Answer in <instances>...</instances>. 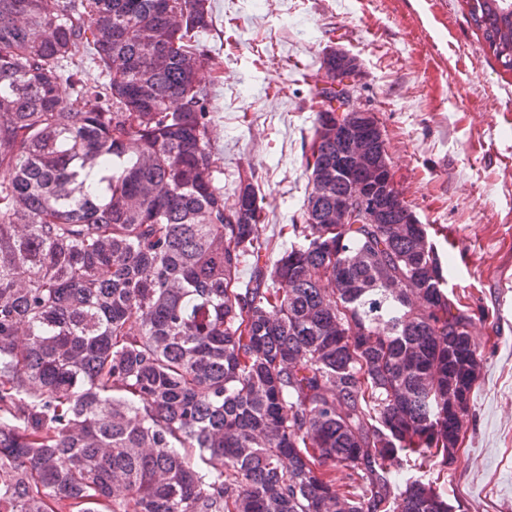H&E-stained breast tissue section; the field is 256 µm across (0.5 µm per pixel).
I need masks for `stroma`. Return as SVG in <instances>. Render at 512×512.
Instances as JSON below:
<instances>
[{"label":"stroma","mask_w":512,"mask_h":512,"mask_svg":"<svg viewBox=\"0 0 512 512\" xmlns=\"http://www.w3.org/2000/svg\"><path fill=\"white\" fill-rule=\"evenodd\" d=\"M200 37L215 182L262 198L270 258L306 196L305 153L326 53L359 63L356 109L374 113L394 181L428 229L450 293L475 314L481 369L455 463L464 512H512V72L482 48L464 0H211Z\"/></svg>","instance_id":"stroma-1"}]
</instances>
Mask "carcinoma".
Here are the masks:
<instances>
[{
    "instance_id": "cac0c4a2",
    "label": "carcinoma",
    "mask_w": 512,
    "mask_h": 512,
    "mask_svg": "<svg viewBox=\"0 0 512 512\" xmlns=\"http://www.w3.org/2000/svg\"><path fill=\"white\" fill-rule=\"evenodd\" d=\"M466 5L512 71V0ZM211 23L210 0H0V512H456L395 476L456 459L474 314L375 117L336 121L357 58H323L301 223L270 261L253 185L229 205L213 179ZM86 57L108 81L66 100ZM353 196L373 223H336ZM376 202L371 198L361 197L355 201L353 206L339 204L336 207V223L343 224L355 217L359 212L362 216L366 215L371 220L375 213Z\"/></svg>"
}]
</instances>
